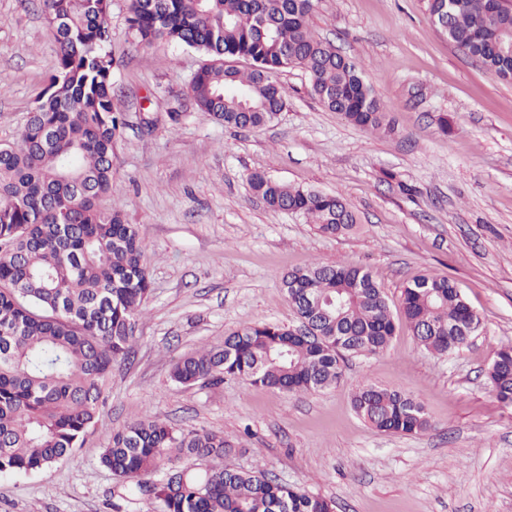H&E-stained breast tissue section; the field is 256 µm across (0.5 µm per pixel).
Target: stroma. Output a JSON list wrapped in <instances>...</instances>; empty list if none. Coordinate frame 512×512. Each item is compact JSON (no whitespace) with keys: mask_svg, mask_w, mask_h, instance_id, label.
<instances>
[{"mask_svg":"<svg viewBox=\"0 0 512 512\" xmlns=\"http://www.w3.org/2000/svg\"><path fill=\"white\" fill-rule=\"evenodd\" d=\"M312 34L355 60L395 125L374 134L324 108L298 67L273 73L287 106L253 130L204 119L189 95L204 55L131 36L128 0H110L114 104L126 126L112 190L148 249L151 295L128 359L104 387L100 420L50 471L0 473V512H158L146 497L114 496L99 461L112 432L151 414L188 432L222 433L226 467L262 471L331 499L335 512H512V406L487 370L512 345V79L481 66L431 22L427 0H314ZM55 66L40 0H0V143L16 140ZM178 108L179 124L164 114ZM156 116L153 129L144 118ZM342 194L360 230L317 234L268 208L248 177ZM418 188L407 198L396 183ZM311 262L370 269L397 308L425 272L448 275L481 325L445 356L399 325L382 354L350 358L342 381L288 393L238 379L184 387L181 356L243 326L299 325L281 285ZM420 400L433 426L376 431L355 413L362 382Z\"/></svg>","mask_w":512,"mask_h":512,"instance_id":"obj_1","label":"stroma"}]
</instances>
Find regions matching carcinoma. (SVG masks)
<instances>
[{"label": "carcinoma", "instance_id": "1", "mask_svg": "<svg viewBox=\"0 0 512 512\" xmlns=\"http://www.w3.org/2000/svg\"><path fill=\"white\" fill-rule=\"evenodd\" d=\"M56 65L18 139L0 144V473L45 472L75 449L100 417L113 365L131 349L151 288L147 249L111 190L114 144L126 125L112 96L107 50L109 0H42ZM429 18L448 19L446 37L500 76L512 77V9L490 0H427ZM312 0H129L130 33L208 58L189 94L200 114L254 129L286 105L271 74L298 66L311 94L355 126L391 134L394 125L358 65L310 31ZM240 60L250 66L241 68ZM253 193L274 210L343 236L359 227L339 194L253 172ZM300 321L314 336L271 322L231 332L218 347L180 358L184 386L241 379L291 393L336 385L351 356L387 350L397 332L382 286L355 265L312 262L282 277ZM400 314L417 344L446 355L465 345L480 319L448 276L428 272L401 289ZM487 377L512 405V347ZM355 413L380 432L413 435L431 421L419 400L375 384L357 386ZM224 434L176 432L147 415L112 433L100 460L123 496L140 494L160 512H334V501L263 472L224 467ZM204 462L193 473L181 457Z\"/></svg>", "mask_w": 512, "mask_h": 512}]
</instances>
